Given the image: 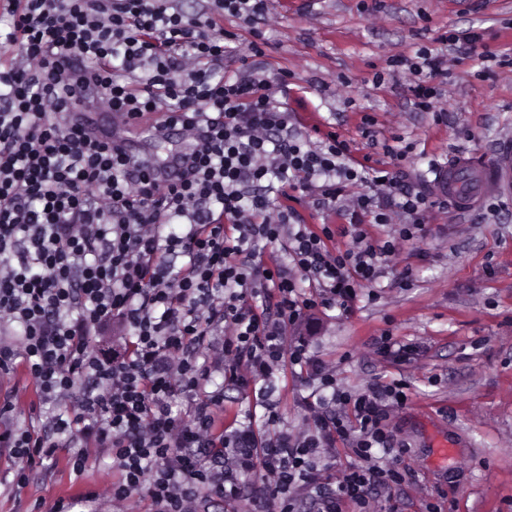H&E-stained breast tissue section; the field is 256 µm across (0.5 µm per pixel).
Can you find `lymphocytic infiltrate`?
<instances>
[{
	"label": "lymphocytic infiltrate",
	"instance_id": "obj_1",
	"mask_svg": "<svg viewBox=\"0 0 512 512\" xmlns=\"http://www.w3.org/2000/svg\"><path fill=\"white\" fill-rule=\"evenodd\" d=\"M265 22L269 0H207L188 13L182 0H0V373L17 364L44 398L81 388L71 416L25 429H0L17 461V487L80 429L90 447L112 454V497L139 496L149 512H200L207 496L238 500L241 475L271 512H297L292 486H305L317 512L343 501L368 512L372 486L400 484L384 428L403 380L352 394L336 386L286 332L316 305L347 306L374 283L395 244L370 239L361 215H391L357 195L352 248L331 251L330 228L313 232L290 207L272 208L259 184L314 192L322 204L349 188L382 184L397 197L414 236L431 206L425 192L387 169L348 164L350 144L335 132L319 141L295 134L278 88L235 35L213 33L211 13ZM91 112L126 124L166 114L194 142L177 174L158 180L134 168L125 145L88 127ZM287 236L288 261L264 263L260 243ZM308 281L319 299L301 297ZM125 330L105 353L93 338L108 323ZM311 365L318 385L308 428L265 436L253 424L224 429V394L214 372L245 386L283 363ZM186 399L173 415L175 396ZM344 441L354 461L337 486L325 482L322 449Z\"/></svg>",
	"mask_w": 512,
	"mask_h": 512
}]
</instances>
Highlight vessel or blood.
Instances as JSON below:
<instances>
[{
  "label": "vessel or blood",
  "mask_w": 512,
  "mask_h": 512,
  "mask_svg": "<svg viewBox=\"0 0 512 512\" xmlns=\"http://www.w3.org/2000/svg\"><path fill=\"white\" fill-rule=\"evenodd\" d=\"M441 179L448 187V196L460 207L475 206L482 197L512 194V150L502 149L490 163L460 155L449 164Z\"/></svg>",
  "instance_id": "1"
}]
</instances>
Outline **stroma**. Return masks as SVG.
Returning <instances> with one entry per match:
<instances>
[{"instance_id": "obj_1", "label": "stroma", "mask_w": 512, "mask_h": 512, "mask_svg": "<svg viewBox=\"0 0 512 512\" xmlns=\"http://www.w3.org/2000/svg\"><path fill=\"white\" fill-rule=\"evenodd\" d=\"M474 29L489 54L512 53V0H270L262 26L260 71L288 73L277 99L296 126H319L349 141L350 162L384 161V145L401 139L409 149L400 166L408 182L444 199L437 175L458 154L491 159L512 139V67L480 74L481 62L441 43L447 32ZM445 55L447 76L427 78L436 95L429 112L414 107V75L390 67L395 57L418 48ZM375 119V140L362 134L364 117ZM312 231L329 227L330 250L352 245L351 198L319 207L312 197L293 204ZM404 222L365 217L375 240L396 239L381 261V274L359 289L349 310L316 308L289 327V340L304 341L314 359L332 368L336 385L357 393L375 383L406 380L404 406L386 421L400 452L395 462L408 473L396 490L369 491L370 512H422L425 502L443 512H512V197L491 198L473 209H432L417 236L399 239ZM406 346L397 359L385 340ZM5 381L16 408L0 423L27 425L32 411L58 413L44 402L24 366ZM314 385L299 367H284L262 391L224 389V426L244 422L257 402L277 406L285 428H306L307 399ZM73 445L13 485L15 460L0 448V512H35L37 501L73 502L98 494L97 512H135L136 500L114 501L118 477L110 452L89 449L83 475H75Z\"/></svg>"}]
</instances>
